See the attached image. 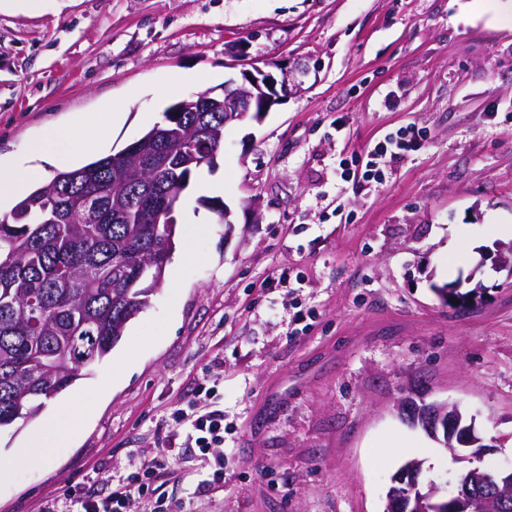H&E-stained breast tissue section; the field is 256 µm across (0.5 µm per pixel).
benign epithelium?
<instances>
[{"label":"benign epithelium","mask_w":512,"mask_h":512,"mask_svg":"<svg viewBox=\"0 0 512 512\" xmlns=\"http://www.w3.org/2000/svg\"><path fill=\"white\" fill-rule=\"evenodd\" d=\"M288 91V78L278 82L260 67L243 73V82L234 89H224V124H232L254 113L258 121ZM484 288L477 286L466 294L457 289H439L443 299L454 298L468 304L481 299ZM398 410L429 432L430 437L442 442L450 453L471 463L463 483L443 492L434 482L422 483V465L407 462L392 476L386 493L385 512H481L490 499L497 500L505 512L512 508V467L488 470L474 461L480 460V451L487 448L484 439L467 422L455 403L433 402L417 404L411 399L398 403Z\"/></svg>","instance_id":"obj_1"}]
</instances>
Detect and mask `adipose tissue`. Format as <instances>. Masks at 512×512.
<instances>
[{"mask_svg": "<svg viewBox=\"0 0 512 512\" xmlns=\"http://www.w3.org/2000/svg\"><path fill=\"white\" fill-rule=\"evenodd\" d=\"M89 122L88 115L75 114L67 125L52 128L42 139L27 145L26 152L32 159L31 164L0 166V200L22 194L38 180L41 176V163L55 157L59 141L71 142V155L77 159L84 157L90 150L101 148L102 139L88 135ZM84 420L83 413L76 406L61 407L49 422L47 429L30 436L26 450L19 453L20 459H27L28 451L32 448L40 449V461L51 459L60 449L67 447L82 427Z\"/></svg>", "mask_w": 512, "mask_h": 512, "instance_id": "1", "label": "adipose tissue"}]
</instances>
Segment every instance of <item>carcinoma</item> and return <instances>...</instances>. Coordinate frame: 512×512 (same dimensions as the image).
I'll return each instance as SVG.
<instances>
[{"label": "carcinoma", "mask_w": 512, "mask_h": 512, "mask_svg": "<svg viewBox=\"0 0 512 512\" xmlns=\"http://www.w3.org/2000/svg\"><path fill=\"white\" fill-rule=\"evenodd\" d=\"M128 149L60 171L0 220V428L39 415L112 352L147 306L175 250V208L150 223L129 197L158 206L182 197L202 167L199 151L171 146L189 135L211 152L224 143V109L173 103L160 128Z\"/></svg>", "instance_id": "cac0c4a2"}]
</instances>
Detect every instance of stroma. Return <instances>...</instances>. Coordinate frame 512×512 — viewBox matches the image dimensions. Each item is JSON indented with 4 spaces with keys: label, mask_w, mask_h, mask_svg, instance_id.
Masks as SVG:
<instances>
[{
    "label": "stroma",
    "mask_w": 512,
    "mask_h": 512,
    "mask_svg": "<svg viewBox=\"0 0 512 512\" xmlns=\"http://www.w3.org/2000/svg\"><path fill=\"white\" fill-rule=\"evenodd\" d=\"M495 0H40L0 8V162L79 112L120 107L117 153L191 94L257 65L295 85L262 121L227 127L210 179L189 186L162 285L112 353L0 429V512L118 490L167 458L155 499L181 512H383L395 471L451 488L463 462L397 409L458 404L512 464V274L481 264L512 243V29ZM170 94H163L165 86ZM422 127L382 186L341 159ZM220 199L234 226L209 209ZM459 308L437 289L473 287ZM215 387L218 403L198 396ZM76 404L86 421L49 463L26 436ZM224 410V454L201 455L178 412ZM224 481L207 484L216 465Z\"/></svg>",
    "instance_id": "1"
}]
</instances>
